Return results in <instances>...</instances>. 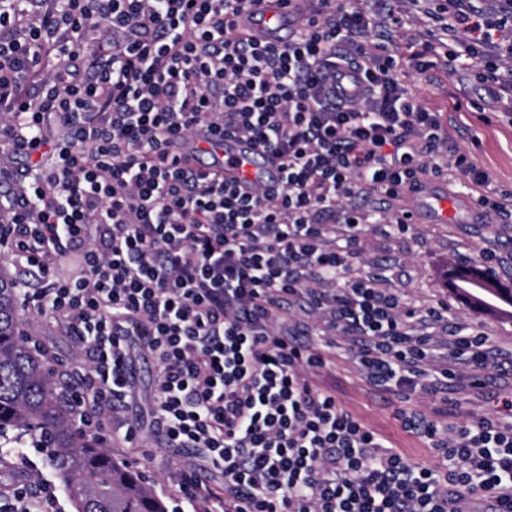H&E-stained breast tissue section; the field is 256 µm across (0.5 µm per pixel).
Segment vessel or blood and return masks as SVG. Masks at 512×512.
<instances>
[{
    "instance_id": "vessel-or-blood-1",
    "label": "vessel or blood",
    "mask_w": 512,
    "mask_h": 512,
    "mask_svg": "<svg viewBox=\"0 0 512 512\" xmlns=\"http://www.w3.org/2000/svg\"><path fill=\"white\" fill-rule=\"evenodd\" d=\"M299 16L286 0H253L240 16V29L249 37L274 43H287L297 27ZM179 155L190 157L196 166L218 170L235 180L242 188L255 183H275L280 178L277 167L268 154L253 143L235 137L212 144L207 134H200L191 144L178 147Z\"/></svg>"
}]
</instances>
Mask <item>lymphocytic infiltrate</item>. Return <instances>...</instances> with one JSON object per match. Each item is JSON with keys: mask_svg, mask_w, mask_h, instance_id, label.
Returning a JSON list of instances; mask_svg holds the SVG:
<instances>
[{"mask_svg": "<svg viewBox=\"0 0 512 512\" xmlns=\"http://www.w3.org/2000/svg\"><path fill=\"white\" fill-rule=\"evenodd\" d=\"M249 2L0 0V143L33 161L0 195V244L42 282L23 304L91 340L77 423L120 431L129 339L145 336L152 432L195 451L179 490L202 512H512V391L450 424L397 410L429 467L319 380L341 346L373 387L445 403L487 387L491 359L512 365L447 304L411 308L353 265L355 198L415 189L448 152L396 74L383 34L399 18L301 0L277 46L239 28ZM422 2L484 81L512 85V0ZM344 69L361 78L350 98ZM202 131L261 146L279 183L245 192L173 153Z\"/></svg>", "mask_w": 512, "mask_h": 512, "instance_id": "f902f5d3", "label": "lymphocytic infiltrate"}]
</instances>
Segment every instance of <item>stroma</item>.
Masks as SVG:
<instances>
[{
    "mask_svg": "<svg viewBox=\"0 0 512 512\" xmlns=\"http://www.w3.org/2000/svg\"><path fill=\"white\" fill-rule=\"evenodd\" d=\"M359 1L373 12L390 8L400 12L404 24L389 35V49L400 66V80L420 104L439 112L449 150L468 153L473 163L487 173L484 194L512 205V91L483 82L476 65L462 56L456 42H449L447 51L430 52L434 36L430 28L411 23L408 0ZM414 55L425 61L423 70L411 68ZM423 180L447 194V218H425L404 234H389L383 227L370 226L367 245L356 259V267L363 271L386 268L390 287L399 289L408 305L419 308L447 302L463 324L487 332L503 346L512 345L511 314L474 309L448 286L449 270L484 249L501 257L497 268L501 282H512V218L473 213L470 185L455 169H447L440 176L424 174ZM19 314L22 330L30 334L38 349L48 350V360L56 372L83 365L85 352L78 337L62 331L49 315L34 308H20ZM129 365L134 394L127 399L121 419L136 429L137 436L130 442L120 437L109 439L106 449L113 460L139 471L170 512H201L200 507L182 498L178 488L179 474L192 464V456L161 449L150 430L149 403L158 368L136 343L130 348ZM325 378L335 384L336 395L345 407L412 460L426 465L437 463V456L417 436L405 432L395 416L400 406L410 412L431 414L433 406L424 397L414 394L408 401L397 403L362 380L353 361L339 349L331 353ZM49 477L43 456L29 448L0 468V492Z\"/></svg>",
    "mask_w": 512,
    "mask_h": 512,
    "instance_id": "1",
    "label": "stroma"
}]
</instances>
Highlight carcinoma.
I'll return each mask as SVG.
<instances>
[{"mask_svg": "<svg viewBox=\"0 0 512 512\" xmlns=\"http://www.w3.org/2000/svg\"><path fill=\"white\" fill-rule=\"evenodd\" d=\"M20 282L0 277V464L34 445L74 512H168L166 503L91 440L50 381L48 365L19 337Z\"/></svg>", "mask_w": 512, "mask_h": 512, "instance_id": "cac0c4a2", "label": "carcinoma"}]
</instances>
